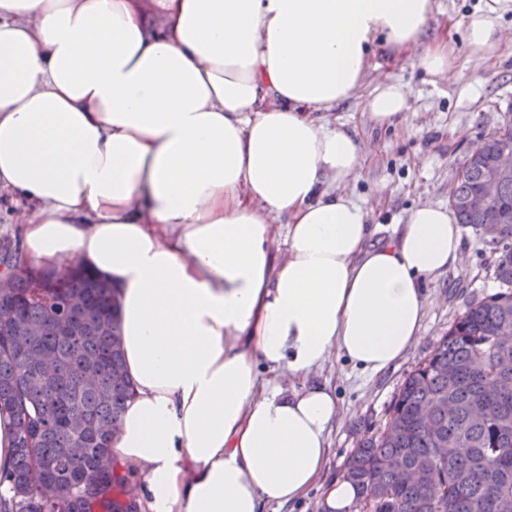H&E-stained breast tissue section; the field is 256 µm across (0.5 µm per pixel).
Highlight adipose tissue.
Returning <instances> with one entry per match:
<instances>
[{
  "mask_svg": "<svg viewBox=\"0 0 512 512\" xmlns=\"http://www.w3.org/2000/svg\"><path fill=\"white\" fill-rule=\"evenodd\" d=\"M436 0H0V190L24 204L17 261L80 259L114 288L136 396L110 455L140 475L145 512H260L311 489L324 512L357 490L324 480L330 359L367 375L418 341L427 280L463 233L414 208L379 246L345 187L355 135L326 113L353 97L377 46L454 71L428 36ZM471 55L499 47L490 13ZM408 85H377L379 125ZM288 217L286 257L272 248ZM285 369L286 381L262 369Z\"/></svg>",
  "mask_w": 512,
  "mask_h": 512,
  "instance_id": "ef3b65f1",
  "label": "adipose tissue"
}]
</instances>
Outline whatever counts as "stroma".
Returning a JSON list of instances; mask_svg holds the SVG:
<instances>
[{"instance_id": "stroma-1", "label": "stroma", "mask_w": 512, "mask_h": 512, "mask_svg": "<svg viewBox=\"0 0 512 512\" xmlns=\"http://www.w3.org/2000/svg\"><path fill=\"white\" fill-rule=\"evenodd\" d=\"M431 32L448 29L455 44L456 74L442 81L428 76L414 59H393L378 49V67L364 87L382 81L409 85L412 95L403 118L383 128L365 110L362 97L352 98L329 113L330 126H340L360 140L367 159L351 196L375 211L378 225L372 245H379L405 223L410 211L424 202L447 204L452 184L471 147L512 123V43L502 44L483 60H473L465 46L463 21L477 9H492V18L512 33V0H438ZM459 263L428 283L432 303L421 337L407 360L375 377L338 363L333 383L342 410L329 434L327 478L342 474L359 441L383 429L391 402L407 373L443 340L452 322L469 306L498 290L497 258L483 237L464 227Z\"/></svg>"}]
</instances>
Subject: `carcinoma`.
Wrapping results in <instances>:
<instances>
[{
  "instance_id": "obj_1",
  "label": "carcinoma",
  "mask_w": 512,
  "mask_h": 512,
  "mask_svg": "<svg viewBox=\"0 0 512 512\" xmlns=\"http://www.w3.org/2000/svg\"><path fill=\"white\" fill-rule=\"evenodd\" d=\"M512 149V127L489 136L485 154L467 159L453 188L458 223L480 231L494 219L501 249L494 276L500 291L471 304L448 329L438 349L406 377L391 405L385 430L362 440L345 477L372 512H499L512 502V351L493 343L512 326V177L486 212L465 200L477 192L496 156ZM49 288L51 303L33 297L32 283ZM72 294L84 305L67 306ZM114 289L80 266L68 274L30 269L0 288V307L11 309L0 324V409L15 416L14 456L0 473V512H140L124 496L130 472L108 454L135 395L120 343ZM50 356L55 368L41 370ZM452 403L453 415L438 403ZM434 407L436 430L417 427L414 416ZM85 453L75 458L72 449ZM432 470L429 486L409 485L403 471Z\"/></svg>"
}]
</instances>
